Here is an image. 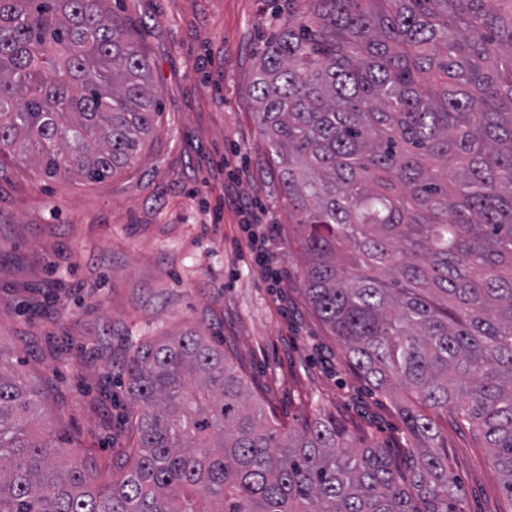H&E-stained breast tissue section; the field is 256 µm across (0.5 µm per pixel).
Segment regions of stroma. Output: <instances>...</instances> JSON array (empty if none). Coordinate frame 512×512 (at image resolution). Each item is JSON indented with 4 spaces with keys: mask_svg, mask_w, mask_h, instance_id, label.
<instances>
[{
    "mask_svg": "<svg viewBox=\"0 0 512 512\" xmlns=\"http://www.w3.org/2000/svg\"><path fill=\"white\" fill-rule=\"evenodd\" d=\"M110 4L161 105L134 163L90 182L0 156V369L39 388L40 436L98 482L131 443L126 360L146 340L196 329L221 345L267 417L294 425L319 404L355 444L397 456L400 398L371 387L311 305L301 229L253 114L256 64L286 0ZM230 193L276 225L278 286L242 258ZM448 464L464 512H502L503 486L472 431L449 426Z\"/></svg>",
    "mask_w": 512,
    "mask_h": 512,
    "instance_id": "1",
    "label": "stroma"
}]
</instances>
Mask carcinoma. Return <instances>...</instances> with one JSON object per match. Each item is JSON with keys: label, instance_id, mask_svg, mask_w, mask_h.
<instances>
[{"label": "carcinoma", "instance_id": "obj_1", "mask_svg": "<svg viewBox=\"0 0 512 512\" xmlns=\"http://www.w3.org/2000/svg\"><path fill=\"white\" fill-rule=\"evenodd\" d=\"M288 0L255 118L303 228L304 286L352 366L403 388V461L336 415L285 429L198 330L125 365L134 443L93 485L0 370V512H463L452 421L512 512V0ZM160 115L108 0H0V154L47 178L127 168Z\"/></svg>", "mask_w": 512, "mask_h": 512}]
</instances>
